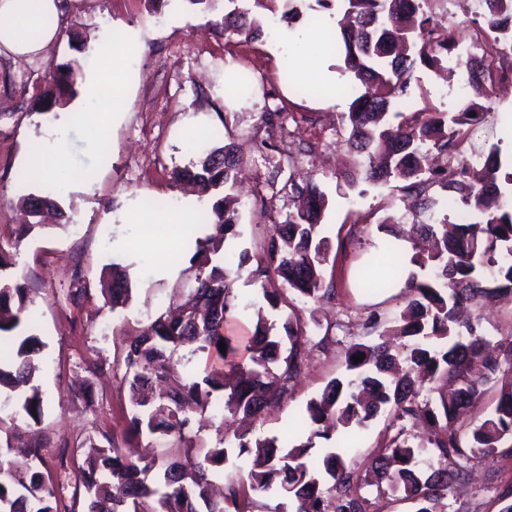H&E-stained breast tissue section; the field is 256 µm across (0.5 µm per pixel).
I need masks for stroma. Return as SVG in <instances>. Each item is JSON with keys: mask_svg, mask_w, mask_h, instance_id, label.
<instances>
[{"mask_svg": "<svg viewBox=\"0 0 512 512\" xmlns=\"http://www.w3.org/2000/svg\"><path fill=\"white\" fill-rule=\"evenodd\" d=\"M285 0L274 11L254 0H215L212 11L187 0H64L61 38L40 56L14 60L0 57V237L13 235L25 223L15 202L27 193L43 194L48 182L18 181L28 167L29 149L41 142L46 150L62 149L69 160V186L55 191L65 214L36 227L13 259L23 274L35 309L32 331L45 343L36 382L44 397L40 423L13 424L15 405L0 408V428L17 440L38 434L45 445L40 467L45 481L61 485L64 497L74 492L75 463L89 446L123 440L130 417L128 389L122 381L127 342L172 302L194 287L191 258L196 239L208 225L194 227L192 237L176 236L150 243L139 220L153 212L180 207L196 194L172 183L173 170L192 166L199 157L193 139L215 131L237 146L243 182L237 190L235 250L259 253L270 229L271 213L285 214L292 204L280 189L288 178L314 179L326 197L324 234L330 250L325 276L336 288L334 300L318 304L288 295L289 310L308 335L331 334L328 348H312L308 367L291 386L288 398L269 408L253 431L261 438L284 439L307 401L326 384L347 374L345 352L356 342L376 340L366 328L370 315L389 326L404 303L402 282L384 291L367 287L361 272L381 271L394 255L414 253L407 237H394L385 225L410 229L415 221H434L443 208L418 213L399 182H351L358 158L341 143L338 116L351 101L352 77L343 60L326 49L345 10L343 0H294L295 21H281ZM465 0H430L426 7L452 44L466 47L481 15H468ZM260 17L264 34L255 41L225 34L220 20L232 10ZM138 31L135 50L121 62L128 97L125 112L103 133L94 135L79 121L57 125V112L41 111L35 89L51 64L77 60L90 76L102 67L95 48L119 28ZM471 88H460L458 74L443 76L417 66L403 112L462 110L477 103ZM492 112L480 135L497 144L504 168L512 167V89L490 102ZM287 113L284 137L264 146L260 121L266 111ZM293 152L289 168L279 169L280 151ZM120 264L129 275L132 298L111 308L100 294V282ZM81 270L89 292L69 296L74 270ZM480 330L494 340L512 339V293L481 302ZM86 390L87 397L74 394ZM418 442L423 426L392 423L381 414L360 431L357 444L345 450L347 463L366 467L368 460L396 434ZM466 480L450 492L446 512H499L500 499L512 492V455L472 460Z\"/></svg>", "mask_w": 512, "mask_h": 512, "instance_id": "35a3bbf8", "label": "stroma"}]
</instances>
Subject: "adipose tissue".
<instances>
[{
	"instance_id": "adipose-tissue-1",
	"label": "adipose tissue",
	"mask_w": 512,
	"mask_h": 512,
	"mask_svg": "<svg viewBox=\"0 0 512 512\" xmlns=\"http://www.w3.org/2000/svg\"><path fill=\"white\" fill-rule=\"evenodd\" d=\"M45 15L52 18L47 27L40 24ZM63 16L61 0H0V56L39 55L58 38Z\"/></svg>"
}]
</instances>
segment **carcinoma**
Returning <instances> with one entry per match:
<instances>
[{"instance_id": "cac0c4a2", "label": "carcinoma", "mask_w": 512, "mask_h": 512, "mask_svg": "<svg viewBox=\"0 0 512 512\" xmlns=\"http://www.w3.org/2000/svg\"><path fill=\"white\" fill-rule=\"evenodd\" d=\"M347 8L339 32L332 37L346 70L364 87L349 110L341 113L343 145L362 157L361 179L386 183L402 177L405 190L427 212L439 205L430 196L440 185L458 198L467 223L453 225L448 218L433 224H414L409 233L432 240L433 248L410 262L430 269L424 278L408 273L404 282L406 305L386 328L384 336L414 340L402 359L384 340L356 342L345 353L346 379H333L311 399L302 421L312 437L330 439L332 432L361 429L390 410L396 421L410 420L428 432L425 441L411 444L393 437L369 462L377 486H384L414 503V512H442V499L466 475V462L512 450V340L493 341L477 324L461 314L504 291L512 292V172L502 169L499 148L467 152L463 145L485 122L487 113L456 112L446 120L427 109L393 112L395 99L408 94L416 64L441 65L448 46L434 40L432 18L424 12L428 0H345ZM484 22L495 45L512 46V0H485ZM224 31L255 39L261 21L239 12L224 16ZM468 82L487 94L481 79L486 58L458 59ZM80 65L72 60L49 65L44 90L36 100L50 110L77 94ZM286 113L263 112L268 131L284 129ZM448 154L444 177L430 168V152ZM237 160L232 144L205 150L192 168L173 172L176 183H194L200 197L211 202L199 221L214 233L196 239L195 286L174 318H154L125 351V380L131 399L129 434L125 442L163 439L182 449L165 465L161 485L148 481L155 459L132 458L110 441L95 449L81 467L75 490H84L87 512H252L253 497L285 493L275 512H366V485L360 472L343 455L329 450L321 463L310 460L312 441L282 445L276 438L250 440L235 435L236 446H226L224 422L241 415L258 420L273 404L288 398L291 384L306 368L301 353L304 327L290 315L282 330L268 322L266 309L276 311L285 302L276 291L265 292L266 304L245 318L243 334L226 330L232 318L238 270L251 260L245 249L222 252L228 237L236 238L235 194ZM283 190L294 210L281 220L275 216L262 255L259 274L276 276L284 289L299 297L322 302L333 299L336 288L325 279L327 239L323 236L324 193L308 180L288 179ZM31 216L55 206L50 196L22 198ZM34 224L23 225L13 240L0 244V343L10 347L0 356V389L9 390L16 414L35 424L41 421L43 396L35 378L37 358L44 346L21 327L33 321L32 300L15 271L11 251L19 249ZM224 256H219V253ZM116 308L131 297L126 274L112 272L102 289ZM226 344V352L219 349ZM205 358L203 370L181 375L174 366L189 357ZM363 356L356 363L353 356ZM499 384L496 404L480 423L460 432V410L473 404L489 381ZM216 426L217 442L202 452L196 448L195 423ZM44 445L37 443L16 458L11 446L0 445V512H72L56 487L37 470L44 463ZM252 460L246 477L224 483L218 499L212 497V478L224 474L229 454Z\"/></svg>"}]
</instances>
